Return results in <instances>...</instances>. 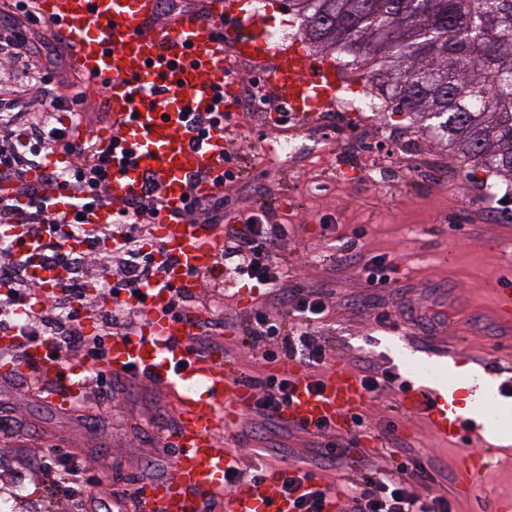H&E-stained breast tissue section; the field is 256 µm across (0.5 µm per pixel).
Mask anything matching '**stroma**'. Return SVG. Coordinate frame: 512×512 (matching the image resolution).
I'll use <instances>...</instances> for the list:
<instances>
[{"label": "stroma", "instance_id": "1", "mask_svg": "<svg viewBox=\"0 0 512 512\" xmlns=\"http://www.w3.org/2000/svg\"><path fill=\"white\" fill-rule=\"evenodd\" d=\"M258 3L280 42L301 44L288 0H247L246 11ZM27 50L9 77L16 98L33 91V62L64 71L63 95L82 91L66 43L49 51L35 34ZM231 73L239 80L236 110L247 120L227 136L224 221L217 231L240 230L254 213L279 225L282 293L312 285L328 290L327 310L313 327L331 337L332 347L316 375L366 357L400 383L454 385L458 379L449 366L469 364L475 377L501 385L499 401L512 403L503 388L512 381V333L494 314L498 295L512 292V183L449 152L406 114L370 108L367 79L353 80L340 94L352 111L286 120L249 100L257 65L235 57ZM286 140L294 153L280 152ZM342 254L356 256V263L331 270L330 259ZM376 262L382 269L374 281L365 268ZM267 294V286L254 280L225 283L220 296L205 283L191 303L201 336L222 351L235 376L306 369L295 360L270 358L277 342L246 344L245 326L271 311ZM382 311L394 313V323L377 322ZM4 365L0 358V506L6 512H71L70 501L47 477L62 468L52 453L57 446L78 455L89 491L133 493L163 479L174 459L168 435L178 415L162 390L119 376L110 398L89 391L84 411L71 413L29 392L28 380ZM361 416V425L346 423L339 433L353 439L364 471L400 463V456L385 451L394 431L451 473L455 512H490L498 496L512 493V452L495 459L485 483L469 485L460 473L468 448L440 440L422 416L406 412L398 386L371 396ZM254 420L247 410L232 421L226 448L244 470L286 466L279 454H257Z\"/></svg>", "mask_w": 512, "mask_h": 512}]
</instances>
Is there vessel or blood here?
<instances>
[{
    "instance_id": "obj_1",
    "label": "vessel or blood",
    "mask_w": 512,
    "mask_h": 512,
    "mask_svg": "<svg viewBox=\"0 0 512 512\" xmlns=\"http://www.w3.org/2000/svg\"><path fill=\"white\" fill-rule=\"evenodd\" d=\"M38 9L68 38L87 87L105 91L106 123L93 136L111 158L110 205L88 212L87 222H110L125 203L148 192L159 207L153 237L164 273L143 290L140 329L114 332L104 361L107 372L148 379L178 406L172 434L176 456L162 481L139 492L136 512H197L202 498L224 512H295L296 496L281 492L275 470L259 482L240 484L232 495L224 493V475L235 463L224 446L228 419L250 406L252 393L222 362L199 353L198 316L173 312L174 291L193 289L194 274L212 270L224 248L223 235L210 225L189 224L175 214L188 192L209 196L224 190V127L216 125L198 139L190 116L233 105L237 81L228 53L258 63L272 57L264 75L278 105L297 119L334 107L342 89L336 69L313 68L307 54L274 44L261 19L225 10L224 0H208L205 13L187 11L160 25L154 21L157 0H40ZM199 173L207 174V181L189 185V177ZM20 253L30 258L38 288H57V270L36 261L30 243H22ZM0 349L15 351L17 373L47 384L56 404L74 406L86 389L85 367L58 357L51 342L24 345L17 336L4 335ZM291 379L292 399L279 414L289 425L311 430L336 425L370 397L360 378L340 366L318 389L305 374ZM400 402L407 412L423 414L448 444L482 449V456L466 459L464 474L473 485L487 478L500 447L489 443L484 424L458 413L454 389H405Z\"/></svg>"
}]
</instances>
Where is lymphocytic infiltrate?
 <instances>
[{"mask_svg":"<svg viewBox=\"0 0 512 512\" xmlns=\"http://www.w3.org/2000/svg\"><path fill=\"white\" fill-rule=\"evenodd\" d=\"M58 72H39L37 92L31 101L18 103L0 97V329L8 327L15 312H22L28 330L26 342L49 341L57 348L93 358L95 365L88 377L100 396L112 393V379L97 364L107 356L105 339L125 328V296L141 292L157 280L163 269L152 253L143 249L142 227L151 223L157 210L151 197L129 202L114 224L87 226L86 212L107 206V156L97 149L93 139L71 141L66 129L51 121L54 111L63 109L76 119L85 117V97L74 94L61 97L50 87L62 84ZM64 149L74 155V164L63 171H52L46 179L65 191L76 202L74 210H52L41 193L40 184L31 182L27 173L39 167L49 153ZM28 198L25 213H17L16 197ZM21 223L36 241L43 264L60 267L67 277L57 291L39 295L28 276V264L19 256L14 236L5 232L13 223ZM279 234L250 215L239 236L227 239L220 257L234 280L251 279L270 288L271 300H278L276 286L283 276L278 262ZM97 274L101 286L98 295L87 296L81 282ZM321 288L297 289L288 304L297 315L294 325L257 316L247 331L251 341L263 342L281 337L282 351L308 367L322 365L327 356L328 340L312 330L311 323L325 310ZM99 312V332L89 335L83 322L90 308ZM246 384L253 391L254 410L266 420L275 419L287 404L293 383L288 375L249 376ZM306 445L315 460L343 468L349 456L346 440L332 433L329 425L311 430ZM406 461L396 469L369 477L351 471L345 478L344 512H453L448 496L449 478L433 457L419 454L407 443L397 442ZM438 488L430 501H422L411 484L412 479ZM282 489L297 493L296 512H324L327 490L314 482L312 470L295 467L283 473Z\"/></svg>","mask_w":512,"mask_h":512,"instance_id":"lymphocytic-infiltrate-1","label":"lymphocytic infiltrate"}]
</instances>
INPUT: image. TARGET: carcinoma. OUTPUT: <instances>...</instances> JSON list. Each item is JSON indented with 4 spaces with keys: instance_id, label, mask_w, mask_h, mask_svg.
<instances>
[{
    "instance_id": "carcinoma-1",
    "label": "carcinoma",
    "mask_w": 512,
    "mask_h": 512,
    "mask_svg": "<svg viewBox=\"0 0 512 512\" xmlns=\"http://www.w3.org/2000/svg\"><path fill=\"white\" fill-rule=\"evenodd\" d=\"M304 40L512 182V0H288Z\"/></svg>"
}]
</instances>
